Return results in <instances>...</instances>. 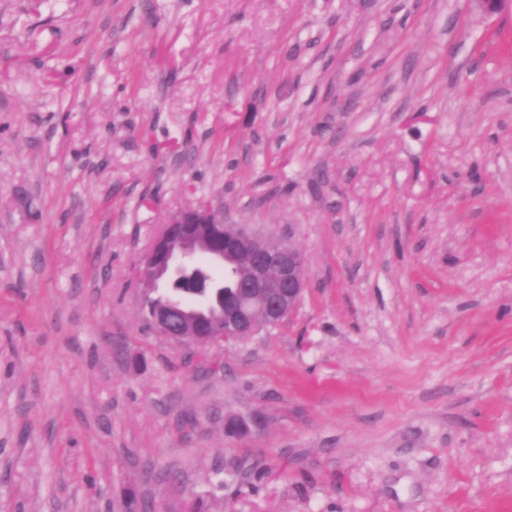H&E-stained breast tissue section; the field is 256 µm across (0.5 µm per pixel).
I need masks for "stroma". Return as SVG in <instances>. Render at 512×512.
Wrapping results in <instances>:
<instances>
[{
	"label": "stroma",
	"mask_w": 512,
	"mask_h": 512,
	"mask_svg": "<svg viewBox=\"0 0 512 512\" xmlns=\"http://www.w3.org/2000/svg\"><path fill=\"white\" fill-rule=\"evenodd\" d=\"M201 198L306 291L190 352L133 268ZM130 499L512 512V10L0 0V512Z\"/></svg>",
	"instance_id": "35a3bbf8"
}]
</instances>
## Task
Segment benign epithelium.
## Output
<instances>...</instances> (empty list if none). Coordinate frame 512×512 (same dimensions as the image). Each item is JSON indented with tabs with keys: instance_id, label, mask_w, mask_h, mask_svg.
Masks as SVG:
<instances>
[{
	"instance_id": "benign-epithelium-1",
	"label": "benign epithelium",
	"mask_w": 512,
	"mask_h": 512,
	"mask_svg": "<svg viewBox=\"0 0 512 512\" xmlns=\"http://www.w3.org/2000/svg\"><path fill=\"white\" fill-rule=\"evenodd\" d=\"M199 255L225 262L230 265L229 273H239L238 288L244 299L221 315L222 330L190 312L173 325L166 305L148 306L147 321L152 329L181 346L221 347L254 336L260 331L254 322L258 310L263 328H277L302 301L304 253L292 242L272 240L250 224L224 223L223 208L204 199L167 216L138 263L136 276L149 288L185 276L195 277L196 288H212L211 280L197 271Z\"/></svg>"
}]
</instances>
